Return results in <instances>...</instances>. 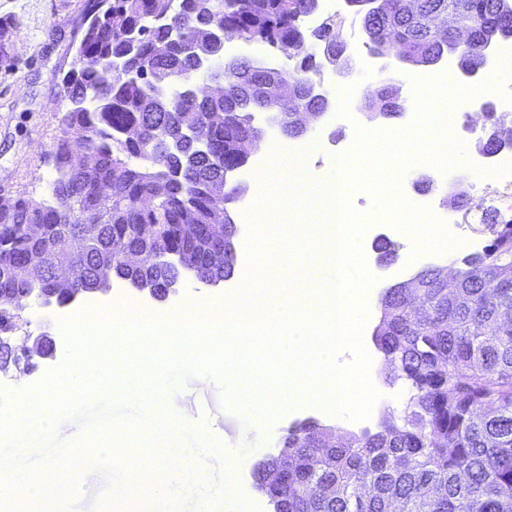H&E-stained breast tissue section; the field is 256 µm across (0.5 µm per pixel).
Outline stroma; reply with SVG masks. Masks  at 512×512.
I'll return each instance as SVG.
<instances>
[{"instance_id":"obj_1","label":"stroma","mask_w":512,"mask_h":512,"mask_svg":"<svg viewBox=\"0 0 512 512\" xmlns=\"http://www.w3.org/2000/svg\"><path fill=\"white\" fill-rule=\"evenodd\" d=\"M83 3L84 0H0V19L12 16L19 22L12 37L11 60L8 64L0 65V196H39L52 176L45 153L60 134L62 78L66 71L64 63L73 52L75 39L81 35ZM336 14L345 18L347 30L354 32L359 50L367 56L370 66L350 82V95L358 104L356 127L330 120V113L338 112L341 107L340 102L335 100L329 113L309 121L305 132L294 139L295 144L300 146L311 140L319 142V150L308 156L306 164L308 176L316 181L327 180L334 169L333 151L353 139L357 128L396 132L411 123L416 111L411 89L414 81H425L434 75L444 74L456 84L472 87L484 82L499 66L498 58L489 56L487 65L476 76L468 77L445 62L434 66H417L402 62L390 54L378 55L372 52L366 35L360 29V21L346 0H339ZM376 76L398 88L404 103V111L399 117L386 119L363 108L361 88ZM255 124L264 131L265 146L284 141L285 136L272 121L270 113L256 112ZM265 146L251 153L246 165L231 176L232 182L242 188L235 201L227 206V213L237 226L233 240L237 256L231 278L212 286L193 276H184L176 293L162 302L131 285L122 284L118 279L113 280V287L123 288L129 299L161 311L180 309L193 302L217 307L234 294L243 282L241 270L244 258L241 250L248 240L249 227L243 216L259 195L255 175L260 161L268 157ZM457 179L463 180L468 197L474 198L486 191L487 179L473 165H463L444 173L426 163L417 164L401 180L400 191L409 203L428 208L436 219L442 221L448 218L452 208L451 184ZM385 239L397 249L398 256L394 261L382 262L373 246L368 247L364 254L367 269L376 274L375 297H382L387 289L410 281L424 269L442 268L447 264L443 255L430 251L415 253L414 239L409 233L396 235L389 232ZM87 303L105 308L111 305L112 297L108 294H91L80 297L65 308L44 307L30 298L24 308L14 311V319L22 332L33 336L50 333L55 340V352L53 358L38 361L31 373L17 376L11 372H0V381H6L8 390L21 392L38 386L49 371L63 362L67 345L59 322L81 311ZM381 323L382 309L373 306L364 329L363 342L375 370L374 387L380 400L374 403L367 419L342 421L320 408L294 402L274 412L268 432L263 433L257 425L246 423L241 409L224 405L223 383L202 376L187 378L178 387L164 392L161 402L177 414L190 415L206 422L209 435L219 438L222 447L233 449L240 458L239 498L254 504L259 512H271L267 498L255 486L253 465L261 458L278 454L288 427L312 419L334 435L349 438L367 430L377 431L386 414L397 415L403 410L408 389L404 383H390L384 357L376 345L375 335ZM80 481L82 489L74 494L69 505L48 504V512H117L119 505L109 497L105 475L98 467L86 463L80 473Z\"/></svg>"}]
</instances>
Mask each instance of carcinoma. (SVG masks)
<instances>
[{
    "label": "carcinoma",
    "instance_id": "1",
    "mask_svg": "<svg viewBox=\"0 0 512 512\" xmlns=\"http://www.w3.org/2000/svg\"><path fill=\"white\" fill-rule=\"evenodd\" d=\"M363 8V23L377 52L397 45L396 57L419 63L440 52L432 24H448L459 0H418L411 15L402 0H349ZM473 24L468 68L484 56L492 28L512 31V0H466ZM319 0H85L77 52L80 67L63 76L61 135L49 152L52 178L39 198H0V294L28 293L53 284V255L72 266L71 289H88L110 263L142 283L171 288L180 268H162L169 251L194 262L201 282L231 275L210 257L224 250L212 228L214 188L224 173L242 167L254 149V112L276 98L282 74L313 112L309 73L317 50L335 62L345 52L341 25L332 19L306 32L305 16ZM232 29L247 43L275 44L292 68L247 58L224 59L217 43L194 45L204 21ZM212 67L199 69L197 55ZM224 76V96H178L175 80L197 84ZM192 128L204 154L168 141ZM512 148V125L495 120L482 144L488 154ZM112 198L99 195L102 185ZM492 236L483 253L461 261L453 289L441 270L427 268L408 288L382 296L377 346L404 381L408 399L400 416L380 430L319 445L314 421L287 430L286 453L255 476L273 512H512V219L483 220ZM24 224H40L46 238L29 240ZM196 228L195 237L183 226ZM44 265L39 285L24 262ZM275 471V486L267 472Z\"/></svg>",
    "mask_w": 512,
    "mask_h": 512
}]
</instances>
